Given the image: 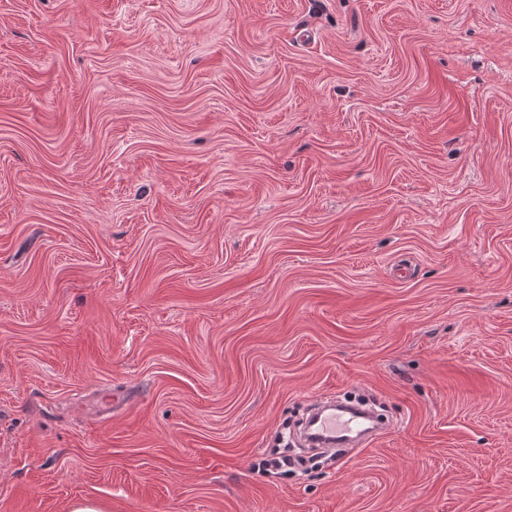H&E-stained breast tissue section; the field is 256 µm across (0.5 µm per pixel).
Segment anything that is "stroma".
Wrapping results in <instances>:
<instances>
[{"instance_id":"35a3bbf8","label":"stroma","mask_w":512,"mask_h":512,"mask_svg":"<svg viewBox=\"0 0 512 512\" xmlns=\"http://www.w3.org/2000/svg\"><path fill=\"white\" fill-rule=\"evenodd\" d=\"M80 499L512 512V0H0V512ZM336 408L357 411L365 416L366 427L371 428L389 421L384 403L376 396L363 392L336 394ZM315 413V407L312 405L307 407L292 421L286 431L281 433L277 444L282 446L284 455L293 460L307 459L312 455L326 457L351 448V441L349 440L336 441L335 443L309 440L310 423ZM314 426L316 434L324 439H335L359 432L356 417L351 414L336 412V409L323 412Z\"/></svg>"}]
</instances>
